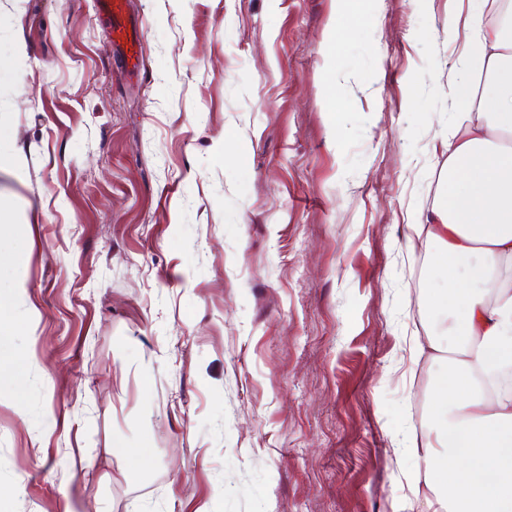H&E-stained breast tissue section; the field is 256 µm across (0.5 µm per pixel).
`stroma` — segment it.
<instances>
[{
	"mask_svg": "<svg viewBox=\"0 0 512 512\" xmlns=\"http://www.w3.org/2000/svg\"><path fill=\"white\" fill-rule=\"evenodd\" d=\"M126 2L135 73L95 0H0V512H425L468 0Z\"/></svg>",
	"mask_w": 512,
	"mask_h": 512,
	"instance_id": "stroma-1",
	"label": "stroma"
}]
</instances>
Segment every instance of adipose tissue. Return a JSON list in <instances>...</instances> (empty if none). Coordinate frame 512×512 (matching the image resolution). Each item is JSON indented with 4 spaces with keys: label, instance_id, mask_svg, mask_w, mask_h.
Returning a JSON list of instances; mask_svg holds the SVG:
<instances>
[{
    "label": "adipose tissue",
    "instance_id": "obj_1",
    "mask_svg": "<svg viewBox=\"0 0 512 512\" xmlns=\"http://www.w3.org/2000/svg\"><path fill=\"white\" fill-rule=\"evenodd\" d=\"M462 71L478 73L483 93L470 109L468 86L451 98L470 110L446 147L440 203L420 231L431 265L445 275L424 311L445 307L446 329L415 355L433 351L445 368L433 383L426 440L412 441L408 479L426 487L428 512H512V27L489 25L480 9Z\"/></svg>",
    "mask_w": 512,
    "mask_h": 512
}]
</instances>
